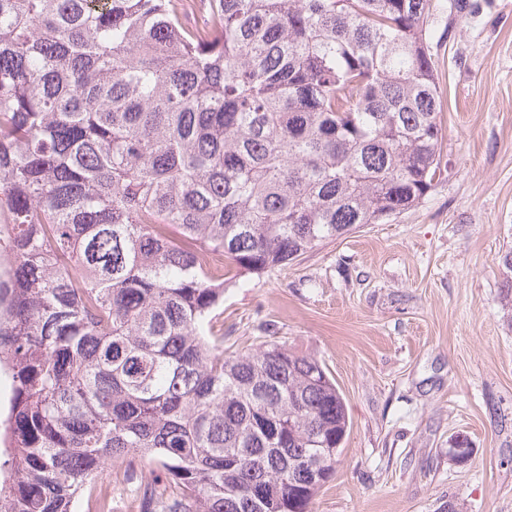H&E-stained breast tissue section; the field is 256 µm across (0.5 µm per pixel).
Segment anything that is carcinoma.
I'll return each instance as SVG.
<instances>
[{
    "label": "carcinoma",
    "mask_w": 512,
    "mask_h": 512,
    "mask_svg": "<svg viewBox=\"0 0 512 512\" xmlns=\"http://www.w3.org/2000/svg\"><path fill=\"white\" fill-rule=\"evenodd\" d=\"M189 2L0 0V512H76L116 461L165 473L142 512H311L335 475L324 365L213 313L433 189V0Z\"/></svg>",
    "instance_id": "cac0c4a2"
}]
</instances>
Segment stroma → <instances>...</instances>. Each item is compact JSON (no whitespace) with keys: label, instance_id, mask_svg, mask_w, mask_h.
I'll list each match as a JSON object with an SVG mask.
<instances>
[{"label":"stroma","instance_id":"1","mask_svg":"<svg viewBox=\"0 0 512 512\" xmlns=\"http://www.w3.org/2000/svg\"><path fill=\"white\" fill-rule=\"evenodd\" d=\"M435 0L438 184L421 202L227 286L224 348L287 344L323 363L350 426L312 512H512V0ZM473 450L463 464L454 440ZM112 467V512H140Z\"/></svg>","mask_w":512,"mask_h":512}]
</instances>
